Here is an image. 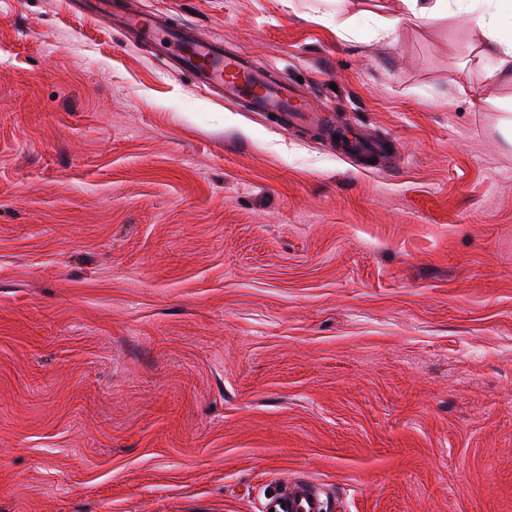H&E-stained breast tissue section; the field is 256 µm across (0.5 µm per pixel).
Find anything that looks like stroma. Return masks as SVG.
Wrapping results in <instances>:
<instances>
[{
    "label": "stroma",
    "mask_w": 512,
    "mask_h": 512,
    "mask_svg": "<svg viewBox=\"0 0 512 512\" xmlns=\"http://www.w3.org/2000/svg\"><path fill=\"white\" fill-rule=\"evenodd\" d=\"M133 4L392 148L0 0V512H258L291 477L329 512H512V82L471 63L483 0ZM413 18L433 17L443 10L451 12V0H402Z\"/></svg>",
    "instance_id": "35a3bbf8"
}]
</instances>
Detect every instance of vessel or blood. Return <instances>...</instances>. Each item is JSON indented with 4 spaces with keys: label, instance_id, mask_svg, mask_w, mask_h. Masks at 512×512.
<instances>
[{
    "label": "vessel or blood",
    "instance_id": "vessel-or-blood-1",
    "mask_svg": "<svg viewBox=\"0 0 512 512\" xmlns=\"http://www.w3.org/2000/svg\"><path fill=\"white\" fill-rule=\"evenodd\" d=\"M75 10L105 22L124 36L154 45L169 68L191 77L216 96L274 115L285 127L316 125L330 117L315 108L297 85L255 67L249 55L225 49L190 24L174 25L163 14L147 12L127 0H75ZM328 503L313 482L286 479L265 496L261 512H326Z\"/></svg>",
    "mask_w": 512,
    "mask_h": 512
}]
</instances>
